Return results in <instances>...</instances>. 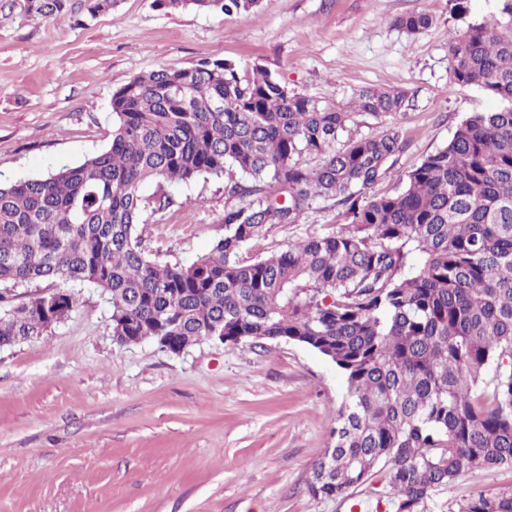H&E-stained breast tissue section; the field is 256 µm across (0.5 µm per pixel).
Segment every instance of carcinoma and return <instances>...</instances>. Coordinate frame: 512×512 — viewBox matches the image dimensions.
<instances>
[{
	"label": "carcinoma",
	"mask_w": 512,
	"mask_h": 512,
	"mask_svg": "<svg viewBox=\"0 0 512 512\" xmlns=\"http://www.w3.org/2000/svg\"><path fill=\"white\" fill-rule=\"evenodd\" d=\"M163 9L249 13L260 0H156ZM35 18L68 0H24ZM433 23L407 13L397 27ZM454 81L500 99L464 118L448 143L405 175L393 122L405 96L369 89L358 112L295 93L225 60L141 74L112 94L105 150L43 177L0 185V282L65 280L101 290L120 345L153 341L180 354L202 339L288 340L344 376L347 400L313 465L314 496L336 499L376 468L396 512H423L474 467L512 468V0L502 20L450 36ZM356 115L390 118L375 134ZM227 178L224 236L191 262L145 254L137 225L169 203L143 184ZM387 193L375 188L386 179ZM319 200L341 207L336 232L256 259L241 249ZM39 295L0 314V347L37 338L76 304ZM457 512H512V489L472 496Z\"/></svg>",
	"instance_id": "obj_1"
}]
</instances>
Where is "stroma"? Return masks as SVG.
Masks as SVG:
<instances>
[{
  "label": "stroma",
  "instance_id": "stroma-1",
  "mask_svg": "<svg viewBox=\"0 0 512 512\" xmlns=\"http://www.w3.org/2000/svg\"><path fill=\"white\" fill-rule=\"evenodd\" d=\"M502 0H261L249 14L165 10L119 0L89 16L30 17L0 0V182L82 162L112 140V93L137 75L224 59L259 65L290 90L350 111L361 91L405 93L396 121L409 140L404 174L451 138L457 124L499 100L454 82L448 39L492 23ZM427 11L410 35L398 16ZM170 198L140 225L160 262H189L223 237L220 179L141 188ZM338 209L318 202L300 223L272 226L241 259L331 232ZM68 317L38 338L0 348V512H394L376 476L347 497L308 490L343 408L347 386L318 352L288 341L215 344L173 355L150 341L121 345L99 290L82 288ZM512 489V468H475L435 492L427 512Z\"/></svg>",
  "mask_w": 512,
  "mask_h": 512
}]
</instances>
